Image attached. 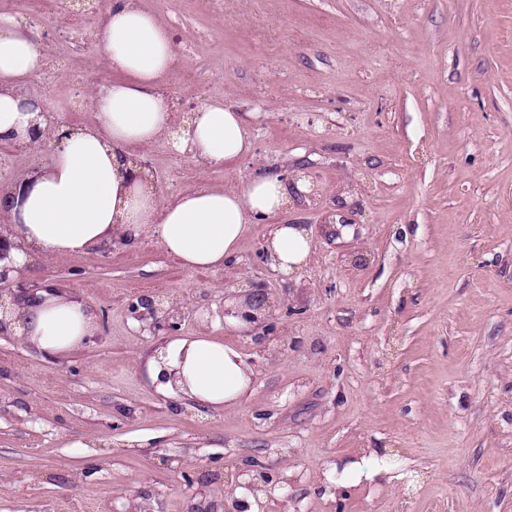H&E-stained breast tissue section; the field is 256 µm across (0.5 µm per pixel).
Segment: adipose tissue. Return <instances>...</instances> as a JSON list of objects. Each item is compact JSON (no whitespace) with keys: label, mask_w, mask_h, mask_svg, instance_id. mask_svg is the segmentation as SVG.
Returning <instances> with one entry per match:
<instances>
[{"label":"adipose tissue","mask_w":512,"mask_h":512,"mask_svg":"<svg viewBox=\"0 0 512 512\" xmlns=\"http://www.w3.org/2000/svg\"><path fill=\"white\" fill-rule=\"evenodd\" d=\"M95 51L119 78L90 97L94 123L54 122L27 93L28 80L48 65L38 38L16 15L0 11V142L50 147L48 163L0 185V207L12 217L4 234L9 250L0 263L16 270L35 255L133 246L148 236L192 269L231 263L252 224L287 208L290 188L270 175L235 189L189 191L161 201L133 147L163 139L200 163L223 166L249 151L250 127L219 102L174 125L164 80L177 53L167 25L140 0H107ZM265 250L277 271L295 273L309 260V232L300 224L271 225ZM0 323L43 356L56 357L93 335L98 315L82 300L41 291L6 301ZM144 370L163 396L213 410L238 403L253 377L237 350L205 336L168 342Z\"/></svg>","instance_id":"obj_1"}]
</instances>
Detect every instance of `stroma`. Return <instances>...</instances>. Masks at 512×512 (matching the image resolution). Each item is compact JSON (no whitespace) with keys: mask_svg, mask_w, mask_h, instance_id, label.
<instances>
[{"mask_svg":"<svg viewBox=\"0 0 512 512\" xmlns=\"http://www.w3.org/2000/svg\"><path fill=\"white\" fill-rule=\"evenodd\" d=\"M178 53L176 118L221 100L252 152L216 168L159 142L134 154L163 199L303 176L232 265L186 269L148 237L33 256L0 295L53 286L94 336L55 358L0 330V512H512V0H142ZM42 20L29 95L92 123L113 74L63 0H0ZM0 143V182L46 163ZM308 228L294 276L260 259L270 224ZM263 290L253 332L229 300ZM178 308L155 326L147 300ZM213 336L254 370L220 412L158 394L141 368ZM273 486L253 499L236 471Z\"/></svg>","mask_w":512,"mask_h":512,"instance_id":"obj_1","label":"stroma"}]
</instances>
